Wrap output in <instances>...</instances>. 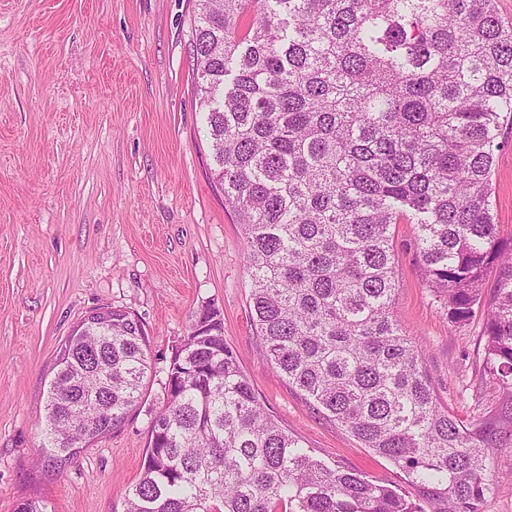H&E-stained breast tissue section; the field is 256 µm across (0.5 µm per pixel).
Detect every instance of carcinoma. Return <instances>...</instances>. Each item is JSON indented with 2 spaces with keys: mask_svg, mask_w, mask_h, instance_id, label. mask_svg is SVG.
<instances>
[{
  "mask_svg": "<svg viewBox=\"0 0 512 512\" xmlns=\"http://www.w3.org/2000/svg\"><path fill=\"white\" fill-rule=\"evenodd\" d=\"M196 93L212 175L243 230L263 355L412 492L319 459L260 401L206 305L172 348L166 401L123 512H481L512 395L464 420L393 311L392 225L412 224L449 320H482L512 388V237L491 176L512 121V23L497 0H198ZM79 321L46 392L44 467L121 427L153 359L143 323Z\"/></svg>",
  "mask_w": 512,
  "mask_h": 512,
  "instance_id": "obj_1",
  "label": "carcinoma"
}]
</instances>
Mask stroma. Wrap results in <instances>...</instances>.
Returning <instances> with one entry per match:
<instances>
[{"label":"stroma","mask_w":512,"mask_h":512,"mask_svg":"<svg viewBox=\"0 0 512 512\" xmlns=\"http://www.w3.org/2000/svg\"><path fill=\"white\" fill-rule=\"evenodd\" d=\"M193 0H0V512H119L164 400L165 360L202 306L271 415L327 463L384 483L385 459L302 401L265 359L247 306L243 232L213 183L189 54ZM491 201L512 232V146ZM394 313L460 417L502 399L482 325L451 323L426 287L414 228L393 225ZM143 323L156 376L124 425L55 472L36 462L59 345L87 311ZM483 512H512V447L492 453Z\"/></svg>","instance_id":"35a3bbf8"}]
</instances>
